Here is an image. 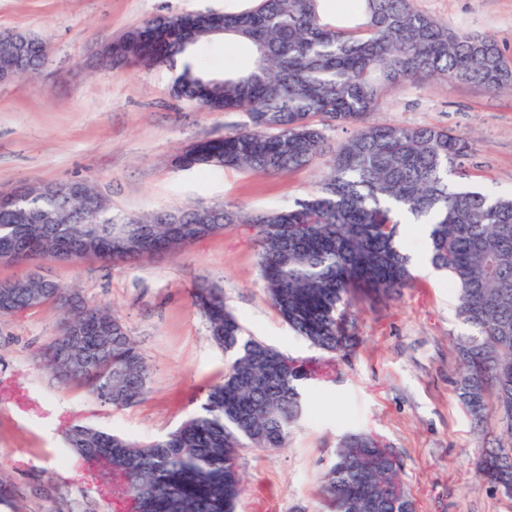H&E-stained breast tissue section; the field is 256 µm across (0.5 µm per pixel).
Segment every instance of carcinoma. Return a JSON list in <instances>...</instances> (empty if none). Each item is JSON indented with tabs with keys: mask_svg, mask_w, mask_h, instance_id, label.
<instances>
[{
	"mask_svg": "<svg viewBox=\"0 0 512 512\" xmlns=\"http://www.w3.org/2000/svg\"><path fill=\"white\" fill-rule=\"evenodd\" d=\"M360 7L328 16L323 0H255L251 7L194 17H154L122 36L116 49L133 64H170L213 37L248 45V69L212 77L184 61L176 78L182 96L207 112L241 111L249 125L207 144L192 143L182 168H247L276 173L303 166L323 152L325 126L352 134L331 154L316 191L287 209L245 213L224 204L214 213L180 212L181 223L114 215L87 196L36 195L0 200V243L21 238L19 213L64 215L80 211L86 231L104 234L126 226L176 253L227 224L259 225L258 269L267 295L288 326L317 349L334 352L351 340L352 298L397 293L412 281L410 257L399 240L398 211L430 226L432 264L448 270L458 294V317L478 332L457 343L463 372L459 398L478 426L489 407L512 438V196L459 188L449 176L462 169L469 140L446 129L377 124L370 115L383 93L435 79L512 91V62L494 38L439 24L411 0H357ZM42 55L12 56L0 39V67L32 70ZM81 234L69 224H44L40 247L47 256L73 251ZM32 303L25 290L0 317L61 303L65 289L40 286ZM211 340L228 357L224 373L207 386L198 412L163 436L140 441L118 432L76 424L64 445L79 457L103 460L122 477L138 512H235L243 490L226 458L237 448H283L302 418V384L314 370L265 342L246 336L224 302L222 290L203 282L192 293ZM112 335L82 337L91 352L107 353L62 377V382L127 407L147 392L149 368L123 323ZM379 438L347 435L324 476L322 493L331 512H363L364 494L380 512H414L399 480L395 454ZM477 469L494 488L512 489V450L484 448Z\"/></svg>",
	"mask_w": 512,
	"mask_h": 512,
	"instance_id": "obj_1",
	"label": "carcinoma"
}]
</instances>
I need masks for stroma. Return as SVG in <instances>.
<instances>
[{
    "mask_svg": "<svg viewBox=\"0 0 512 512\" xmlns=\"http://www.w3.org/2000/svg\"><path fill=\"white\" fill-rule=\"evenodd\" d=\"M250 0H0V34L40 39L49 52L34 73L0 81V195L35 182L83 181L113 212L149 216L222 203L246 212L285 208L305 198L328 157L291 171L184 170L173 159L187 145L248 124L243 112H207L173 93L165 65H108L102 48L157 16L221 12ZM439 23L493 36L512 59V0H413ZM193 56L208 74L245 68L247 46L215 39ZM377 123L436 127L474 140L470 186L512 194V92L445 80L385 92ZM251 225L229 224L176 254L127 262L50 258L0 265V281L30 269L109 307L137 341L150 369L145 397L127 408L101 405L61 383L38 362L59 334L62 312L47 305L0 318V479L12 491L0 512H135L119 478L63 445L84 423L139 440L163 435L194 413L226 357L194 306L200 282L221 288L253 336L323 368L305 382V416L286 447L244 448L236 512H326L324 472L344 434H377L398 456L415 512H512V494L474 471L479 439L458 397L454 346L473 328L457 315L447 272L425 276L418 235L414 279L400 295L358 297L353 344L343 352L311 347L278 316L257 268Z\"/></svg>",
    "mask_w": 512,
    "mask_h": 512,
    "instance_id": "1",
    "label": "stroma"
}]
</instances>
